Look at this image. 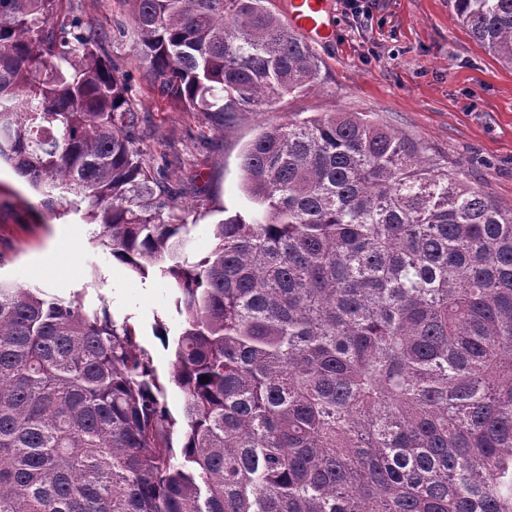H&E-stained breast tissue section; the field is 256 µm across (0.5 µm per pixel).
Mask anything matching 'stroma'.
I'll list each match as a JSON object with an SVG mask.
<instances>
[{
  "instance_id": "obj_1",
  "label": "stroma",
  "mask_w": 512,
  "mask_h": 512,
  "mask_svg": "<svg viewBox=\"0 0 512 512\" xmlns=\"http://www.w3.org/2000/svg\"><path fill=\"white\" fill-rule=\"evenodd\" d=\"M72 3L88 31L111 35L106 52L129 77L140 113L137 146L182 188L174 211L194 225L189 251L209 252L210 225L250 208L242 156L261 128L327 112L375 114L421 144L425 159L512 205V65L472 38L453 0H328L334 35L315 47L321 81L264 111L234 113L220 129L148 87L125 0ZM96 230L80 210L55 217L11 165L0 164V279L107 306L116 321L135 326L167 373L171 356L153 326L174 317L170 290L93 244Z\"/></svg>"
}]
</instances>
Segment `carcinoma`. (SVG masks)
Segmentation results:
<instances>
[{"label": "carcinoma", "instance_id": "obj_1", "mask_svg": "<svg viewBox=\"0 0 512 512\" xmlns=\"http://www.w3.org/2000/svg\"><path fill=\"white\" fill-rule=\"evenodd\" d=\"M58 2L0 0V160L180 321L164 376L106 307L0 282V512H512V207L327 113L262 128L255 207L192 256L127 76ZM125 2L150 86L213 127L321 77L265 0ZM455 12L512 64V0Z\"/></svg>", "mask_w": 512, "mask_h": 512}]
</instances>
